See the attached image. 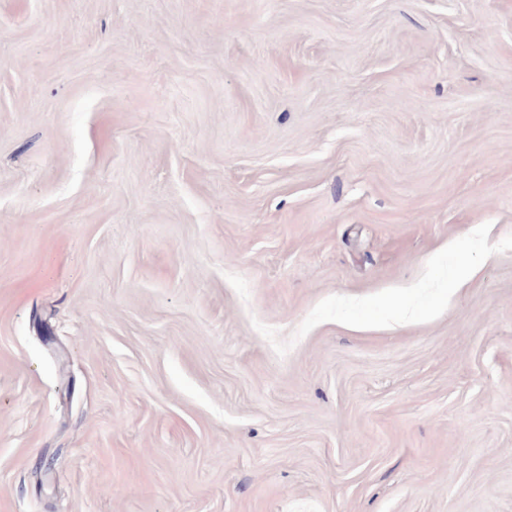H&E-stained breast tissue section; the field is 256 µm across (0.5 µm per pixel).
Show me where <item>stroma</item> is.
I'll list each match as a JSON object with an SVG mask.
<instances>
[{
    "instance_id": "obj_1",
    "label": "stroma",
    "mask_w": 512,
    "mask_h": 512,
    "mask_svg": "<svg viewBox=\"0 0 512 512\" xmlns=\"http://www.w3.org/2000/svg\"><path fill=\"white\" fill-rule=\"evenodd\" d=\"M0 512H512V0H0Z\"/></svg>"
}]
</instances>
